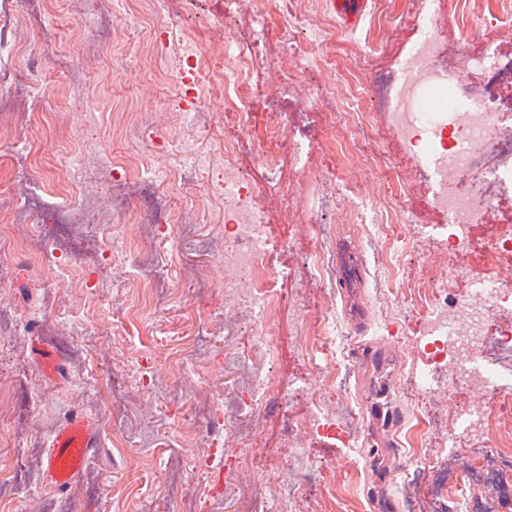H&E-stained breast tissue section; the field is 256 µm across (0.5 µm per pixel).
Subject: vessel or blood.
<instances>
[{"mask_svg": "<svg viewBox=\"0 0 512 512\" xmlns=\"http://www.w3.org/2000/svg\"><path fill=\"white\" fill-rule=\"evenodd\" d=\"M369 0H333L337 15L346 27L359 24ZM336 286L343 294L345 311L356 326H363L368 316V303L364 292L363 256L358 242L341 235L336 240ZM30 351L42 372L50 378L59 376L62 362L58 352L44 344L40 337H32ZM390 392L389 383L379 386L380 403L371 415L383 422L386 432H395L401 425L400 418L387 410L384 403ZM101 438L93 419L78 412L65 419L52 433L43 462V480L56 493H64L83 471Z\"/></svg>", "mask_w": 512, "mask_h": 512, "instance_id": "b4317fda", "label": "vessel or blood"}]
</instances>
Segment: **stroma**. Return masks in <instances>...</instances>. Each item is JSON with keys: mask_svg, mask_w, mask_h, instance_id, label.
Wrapping results in <instances>:
<instances>
[{"mask_svg": "<svg viewBox=\"0 0 512 512\" xmlns=\"http://www.w3.org/2000/svg\"><path fill=\"white\" fill-rule=\"evenodd\" d=\"M224 2L164 0L157 12L151 0H42L40 31L25 34L24 48L8 57L6 74L26 71L30 95L0 112V185L28 166L60 205L68 200L62 193L66 169L74 167L82 180L68 201L94 207L108 225L95 247L55 224L44 225L42 237L25 244L0 241V256L18 271L0 284V471L10 477L0 512H178L188 497L195 498L196 512H215L209 493L214 479L203 465L210 453L204 412L227 402L225 387L248 390L242 362L256 332L243 314L232 322L233 340L224 339V202L215 186L224 173L228 138L249 143L238 163L251 172L252 187L268 196L269 232L284 245L278 288L285 302L269 314L277 351L268 393L256 411L255 437L246 446L225 447L224 463L243 488L271 492L296 478L294 445L302 441L325 493L297 498L288 512H379L372 505L369 459L350 452L351 442L366 446L368 429L353 433L340 421L334 433L306 435L302 422L331 391L337 362L354 360L361 340L390 346L400 376L421 368L431 348L419 335H396L398 318L434 286L449 309L459 310L470 273L482 268L481 241L499 231L512 198L490 208L471 237L452 248L416 158L383 116L375 117L372 138L396 162V187L366 154L341 150L330 113H321L322 138L299 163L289 133L263 144L261 116L247 125L225 121L219 54L227 37L249 33L253 12L249 0H236L235 17L225 21ZM430 15L449 47L476 52L489 41L512 43V0H441L433 15L426 0H370L353 29L341 23L330 0H299L293 25L303 65L296 93L306 99L322 85L343 93L349 74L369 85L378 73L398 67ZM280 23L273 18L265 50L250 64L249 81L259 94L280 92L288 69L278 51ZM44 36L58 45V58L39 53ZM185 46L195 53L187 65L179 60ZM330 53L336 66L327 70L319 60ZM62 63L82 71L83 82L49 79ZM188 94L197 101L194 114L173 112L172 104ZM91 142L98 148L94 159L87 153ZM268 151L279 158L273 181L262 164ZM332 171L338 175L333 183ZM119 175L136 190L116 212L103 189ZM401 209L418 230L386 241L379 226ZM342 224L361 244L370 314L364 332L356 333L340 291L332 290L325 314L348 341L322 350L295 321L293 308L308 294L315 226L333 237ZM51 244L59 249L58 261L47 266L39 252ZM145 256L156 259L158 279L170 288L160 307L134 274L136 258ZM193 267L205 271L208 291L189 280ZM202 322L214 331L210 348L185 361ZM32 323L62 356L59 381L48 380L30 356ZM470 405L471 393L463 388L432 404L431 413L448 422L437 431L403 408L398 441L404 451L395 464L405 470L413 466L414 452L449 449L454 458L445 479L455 484L470 449L512 435V399L487 393L481 410L489 424L477 435L457 429ZM74 411L94 418L102 446L76 479L75 491L62 497L44 488L43 461L49 437Z\"/></svg>", "mask_w": 512, "mask_h": 512, "instance_id": "1", "label": "stroma"}]
</instances>
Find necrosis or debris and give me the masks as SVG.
Wrapping results in <instances>:
<instances>
[{
    "label": "necrosis or debris",
    "mask_w": 512,
    "mask_h": 512,
    "mask_svg": "<svg viewBox=\"0 0 512 512\" xmlns=\"http://www.w3.org/2000/svg\"><path fill=\"white\" fill-rule=\"evenodd\" d=\"M252 3L251 34L224 43V67L234 75L224 87V112L244 124L254 109H261L269 141L276 138L281 125H288L294 136V157L299 160L318 138L313 106L291 100L285 92L257 98L243 78L250 60L264 50L271 11L292 17L297 0ZM477 69L482 70V78L471 80ZM505 87L512 88V51H502L494 42L478 55L461 47L452 50L433 25L412 42L397 72L375 80L378 109L416 156L431 202L447 218L451 239L468 237L483 213L499 197L512 193V95H502ZM244 148L237 140L224 144L221 192L230 225L224 236V308L252 315L258 339L248 358L252 382L246 397L237 401L234 412L212 407L205 414L210 440L221 426L233 422L235 414L254 413L262 404L269 388L266 360L276 350V333L267 315L282 302L275 288L279 247L267 235L266 198L250 190L232 162ZM471 173L478 176L477 188L467 192L460 181ZM44 210V199L36 192L0 196V214L7 217L10 230L24 238L35 235L33 216ZM510 305L512 292L484 273L472 281L464 316L449 315L442 307L417 310L414 323L430 339L433 352L426 366L403 385L404 398L413 410L465 386L512 395V323L495 329L488 326L490 316Z\"/></svg>",
    "instance_id": "necrosis-or-debris-1"
}]
</instances>
